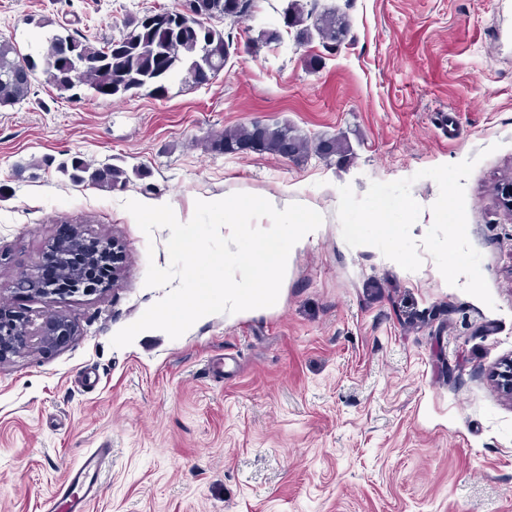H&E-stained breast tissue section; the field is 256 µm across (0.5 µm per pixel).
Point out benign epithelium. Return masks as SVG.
Masks as SVG:
<instances>
[{"label":"benign epithelium","mask_w":512,"mask_h":512,"mask_svg":"<svg viewBox=\"0 0 512 512\" xmlns=\"http://www.w3.org/2000/svg\"><path fill=\"white\" fill-rule=\"evenodd\" d=\"M197 6V0H179L176 13L189 29L196 28L197 21L202 19ZM76 252L86 253L90 262L112 261L114 275L122 263V250L117 243L103 239L88 240L74 227L68 237L54 242L42 254L33 269L17 275L12 287L20 292L34 294L50 305L75 294L91 295L108 288L106 283L94 284L84 278L81 270L72 264V257ZM47 263L69 273V281L64 283L43 278L41 268ZM75 333V326L69 320L50 310L42 315V322L38 325L27 316L0 318V363L25 348L41 352L54 351Z\"/></svg>","instance_id":"obj_1"}]
</instances>
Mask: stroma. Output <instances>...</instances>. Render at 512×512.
Listing matches in <instances>:
<instances>
[{
	"mask_svg": "<svg viewBox=\"0 0 512 512\" xmlns=\"http://www.w3.org/2000/svg\"><path fill=\"white\" fill-rule=\"evenodd\" d=\"M177 0H0V39L41 57L60 29L83 43L119 39L129 18ZM345 15L329 48L298 42L290 5ZM210 84L120 98L80 86L59 97L36 76L0 107V307L76 324L57 351L0 363V512H42L68 468L110 442L102 494L87 512H512V397L490 373L512 359V0H253ZM277 31L279 41L261 43ZM288 125L299 159L220 154L224 130ZM343 137L342 155L317 152ZM467 234L493 305L448 285L431 257L409 272L370 245L349 247L339 188L413 178L433 224L437 183L416 172L468 158ZM121 181L76 183L69 166ZM243 192L322 214L267 311L200 318L180 338L113 336L162 299L149 263H169L170 232L145 236L123 204ZM123 250L115 286L47 304L16 292L65 228Z\"/></svg>",
	"mask_w": 512,
	"mask_h": 512,
	"instance_id": "obj_1",
	"label": "stroma"
}]
</instances>
